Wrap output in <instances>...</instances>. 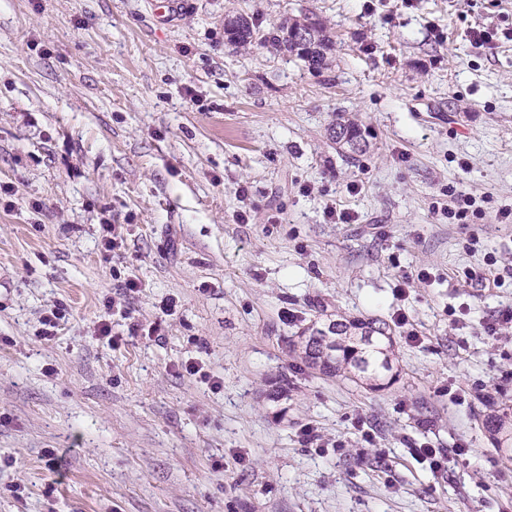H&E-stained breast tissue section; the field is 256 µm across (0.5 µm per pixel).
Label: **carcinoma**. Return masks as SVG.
Listing matches in <instances>:
<instances>
[{
    "instance_id": "carcinoma-1",
    "label": "carcinoma",
    "mask_w": 512,
    "mask_h": 512,
    "mask_svg": "<svg viewBox=\"0 0 512 512\" xmlns=\"http://www.w3.org/2000/svg\"><path fill=\"white\" fill-rule=\"evenodd\" d=\"M300 29L311 32V40L305 46L296 41V31ZM224 34L235 47L253 43L270 46L276 53L294 56L317 72L328 68V54L334 49L326 23L315 14L300 20L287 19L268 30L260 29L242 15H229L224 18ZM329 136L352 154H363L368 149L360 126L349 119H336L329 127ZM292 346L322 375L348 376L371 389L384 386L386 373L392 370L394 339L383 321L353 317L321 327L312 325L301 331ZM484 425L495 447L512 460V405L490 402Z\"/></svg>"
}]
</instances>
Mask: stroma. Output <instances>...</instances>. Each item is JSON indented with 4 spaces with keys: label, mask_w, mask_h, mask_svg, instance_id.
<instances>
[{
    "label": "stroma",
    "mask_w": 512,
    "mask_h": 512,
    "mask_svg": "<svg viewBox=\"0 0 512 512\" xmlns=\"http://www.w3.org/2000/svg\"><path fill=\"white\" fill-rule=\"evenodd\" d=\"M309 12L335 42L322 72L224 38L228 14ZM340 115L366 154L330 139ZM0 184V512H512L480 400L512 399V336L484 331L512 306V0H180L170 18L153 0H0ZM452 188L480 218L444 215ZM105 218L124 227L111 255ZM399 310L386 388L292 352L313 322ZM307 423L345 451L302 441ZM424 442L469 453L436 478L409 454ZM66 318V312L60 306H54L48 309L40 319L41 327L37 331V336L44 340H52L60 326V322Z\"/></svg>",
    "instance_id": "obj_1"
}]
</instances>
